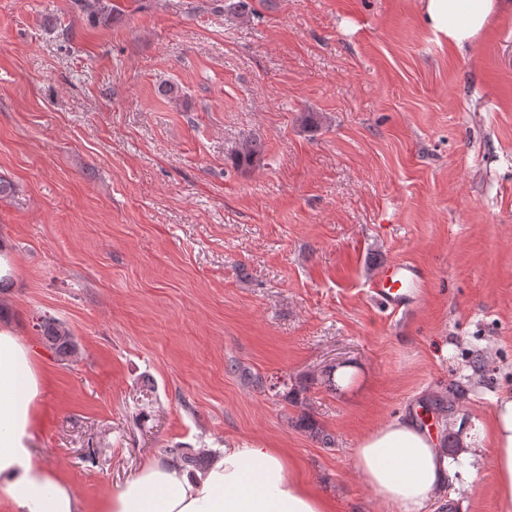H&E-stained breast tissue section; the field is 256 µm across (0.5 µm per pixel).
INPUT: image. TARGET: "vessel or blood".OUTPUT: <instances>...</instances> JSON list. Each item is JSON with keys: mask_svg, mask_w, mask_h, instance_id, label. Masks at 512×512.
I'll list each match as a JSON object with an SVG mask.
<instances>
[{"mask_svg": "<svg viewBox=\"0 0 512 512\" xmlns=\"http://www.w3.org/2000/svg\"><path fill=\"white\" fill-rule=\"evenodd\" d=\"M427 283L425 271L408 261H390L377 268L369 282L373 296L395 311L411 308Z\"/></svg>", "mask_w": 512, "mask_h": 512, "instance_id": "vessel-or-blood-1", "label": "vessel or blood"}]
</instances>
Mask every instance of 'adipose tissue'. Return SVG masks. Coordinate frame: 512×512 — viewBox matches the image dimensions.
Here are the masks:
<instances>
[{
	"mask_svg": "<svg viewBox=\"0 0 512 512\" xmlns=\"http://www.w3.org/2000/svg\"><path fill=\"white\" fill-rule=\"evenodd\" d=\"M424 21L450 44H473L494 20L499 0H420ZM44 398L36 357L11 326L0 327V504L9 512H87L75 489L31 451ZM466 460L489 449L499 512H512V394L501 396L486 432L463 434ZM356 465L390 512H424L459 469L437 441L402 416L365 434ZM98 512H333L332 503L277 448L245 440L226 448L209 468L191 471L154 459Z\"/></svg>",
	"mask_w": 512,
	"mask_h": 512,
	"instance_id": "ef3b65f1",
	"label": "adipose tissue"
}]
</instances>
